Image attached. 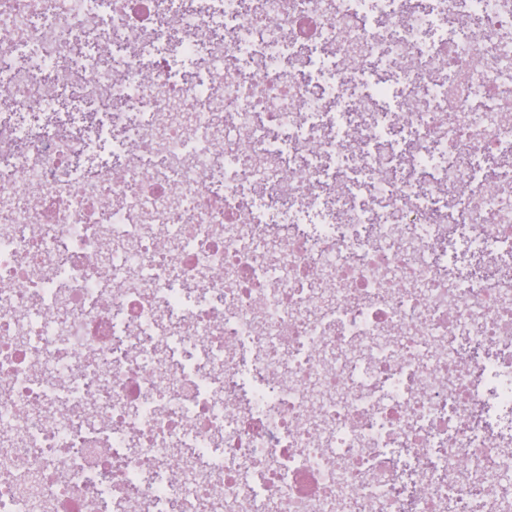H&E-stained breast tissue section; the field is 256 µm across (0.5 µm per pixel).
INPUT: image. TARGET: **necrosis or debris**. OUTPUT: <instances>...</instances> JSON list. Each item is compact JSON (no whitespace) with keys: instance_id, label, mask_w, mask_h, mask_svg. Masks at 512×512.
Here are the masks:
<instances>
[{"instance_id":"necrosis-or-debris-1","label":"necrosis or debris","mask_w":512,"mask_h":512,"mask_svg":"<svg viewBox=\"0 0 512 512\" xmlns=\"http://www.w3.org/2000/svg\"><path fill=\"white\" fill-rule=\"evenodd\" d=\"M7 29L35 63L0 78V512H91L89 474L113 475L112 512H505L484 486L457 480L463 464L512 473L492 431L512 432V281L449 284L429 248L438 226L429 199L467 187L456 221L473 252L512 253V184L492 198L471 157L512 142L506 105L474 88L512 79L460 39L423 42L427 14L378 0L395 28L377 29L362 0H214L186 16L180 57L210 61L204 79L178 81L160 57L158 0H27ZM315 44L316 86L292 77L303 16ZM233 36L213 37L215 18ZM113 43L112 68L79 46ZM414 59L402 71L412 171L397 176L378 94L381 47ZM464 67L468 91L427 101L444 67ZM77 73L84 105L116 102L112 127L47 130L61 68ZM150 80H143L144 72ZM362 148L337 127L348 97ZM254 157L236 163L240 146ZM309 156L303 181L281 169ZM382 172L376 205L333 197L335 212L301 225L317 202L325 161ZM266 191L289 232L270 246L242 220ZM39 205H32V195ZM328 284L330 296L318 293ZM97 391L92 441L85 411L42 406L60 381ZM248 400L239 411V400ZM220 441L222 494H209L200 455ZM178 448L193 449L176 482L152 476ZM424 493L407 496L412 483Z\"/></svg>"}]
</instances>
